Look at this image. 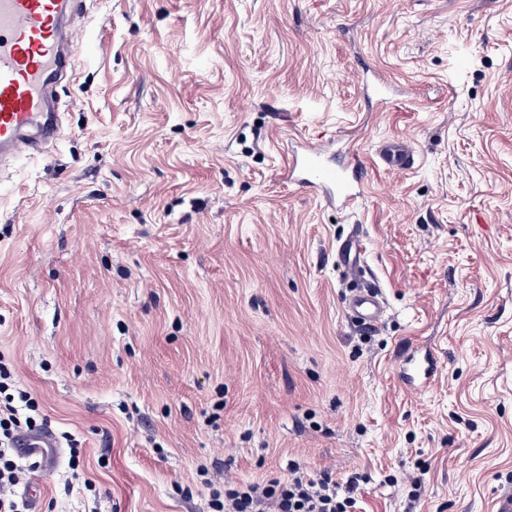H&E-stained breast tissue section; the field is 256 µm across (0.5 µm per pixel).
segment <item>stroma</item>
I'll list each match as a JSON object with an SVG mask.
<instances>
[{
	"instance_id": "stroma-1",
	"label": "stroma",
	"mask_w": 512,
	"mask_h": 512,
	"mask_svg": "<svg viewBox=\"0 0 512 512\" xmlns=\"http://www.w3.org/2000/svg\"><path fill=\"white\" fill-rule=\"evenodd\" d=\"M62 127L0 167V362L59 436L33 512H207L214 479L353 512L512 491V0H85ZM393 84L378 108L363 77ZM386 138L416 164L377 166ZM358 157L342 210L293 150ZM359 235L386 312L345 315ZM430 351L417 392L397 368ZM87 486L68 487L69 448ZM364 244L359 235L346 238L338 250L339 260L344 273L351 278H356L363 268ZM408 371L411 372H405V375L409 376L408 378L415 380V377H417L420 380V382L415 385V388L417 390L426 389L433 384L437 376L435 358L432 354L426 352L423 359L415 362ZM290 462L288 480L224 485L209 503L210 512H351L352 496H340L335 479L323 473L311 477Z\"/></svg>"
}]
</instances>
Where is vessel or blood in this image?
I'll return each instance as SVG.
<instances>
[{
    "mask_svg": "<svg viewBox=\"0 0 512 512\" xmlns=\"http://www.w3.org/2000/svg\"><path fill=\"white\" fill-rule=\"evenodd\" d=\"M76 0H0V157L37 153L58 132V115L51 102L54 89L74 63L77 52L74 9ZM385 169L403 171L413 162L410 145L401 139L381 141L375 151ZM289 182L318 193L331 204L352 207L361 194L346 168L313 144L302 145L288 164ZM344 273L357 277L363 267L364 244L359 236L346 238L338 250ZM348 314L362 327L381 324L384 303L375 283L353 289L346 301ZM419 389L433 384L437 365L425 354L410 369ZM20 447L34 456L55 447L53 433L24 436Z\"/></svg>",
    "mask_w": 512,
    "mask_h": 512,
    "instance_id": "1",
    "label": "vessel or blood"
}]
</instances>
